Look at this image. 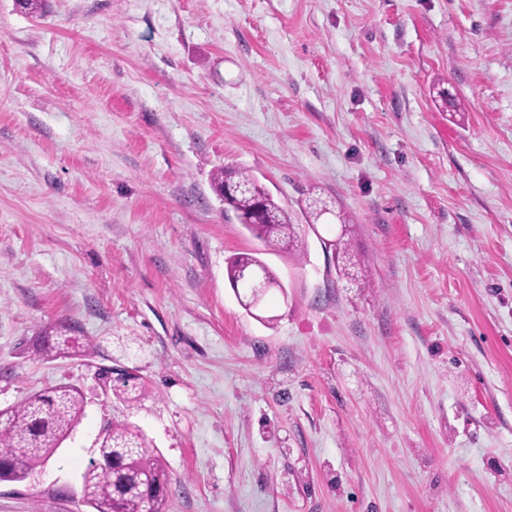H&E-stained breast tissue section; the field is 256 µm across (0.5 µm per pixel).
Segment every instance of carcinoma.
Masks as SVG:
<instances>
[{"instance_id": "1", "label": "carcinoma", "mask_w": 512, "mask_h": 512, "mask_svg": "<svg viewBox=\"0 0 512 512\" xmlns=\"http://www.w3.org/2000/svg\"><path fill=\"white\" fill-rule=\"evenodd\" d=\"M212 187L224 202V212L236 219L270 248L284 247L296 253L305 250V237L298 232L288 210L275 201L258 178L242 170L224 169L212 178ZM332 250L338 277L357 280L351 269L359 260L343 238L324 243ZM249 263L258 268L266 264L257 257L236 256L227 262V276L239 289L238 267ZM91 347L70 335V329H55L37 347L43 358L72 354L86 356ZM118 397L129 395L128 370L114 368ZM84 397L71 386H55L29 395L21 403L0 410V481L22 482L37 471L60 448L79 423ZM169 476L159 454L150 448L146 437L129 422H112L105 429L97 448L81 475L80 499L90 512H164Z\"/></svg>"}]
</instances>
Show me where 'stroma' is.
Returning a JSON list of instances; mask_svg holds the SVG:
<instances>
[{"instance_id":"35a3bbf8","label":"stroma","mask_w":512,"mask_h":512,"mask_svg":"<svg viewBox=\"0 0 512 512\" xmlns=\"http://www.w3.org/2000/svg\"><path fill=\"white\" fill-rule=\"evenodd\" d=\"M221 168L303 227L327 202L303 258ZM242 253L284 285L267 323ZM58 325L91 355L38 357ZM56 385L83 416L0 512H88L120 420L166 512H512V0H0V409ZM236 183L240 190L230 194L228 185ZM212 187L224 202V212H233L239 224L270 248H286L301 254L305 250V237L299 224H294L288 210L275 201L271 193L258 178L242 170L224 169L217 171L212 178ZM260 205L262 213L254 214ZM343 235H341L338 239L328 240L327 242L324 240L323 244L325 246L326 251L332 250L334 254V258L336 260V273L338 277L359 281L357 279V275L351 273V269L358 266L359 260L356 259V256L350 251L347 243L343 242ZM242 263H250L251 265L258 267V268H262V269H266L267 265L259 258L253 257V256H236V257L230 258L227 262V276H228V280H229L230 284H233V286H234L233 289L234 290L236 289L238 293H239V291H238L239 286H241L242 288H244L246 290H249V288L243 287V285L239 281V279L249 281L252 284L251 291L253 292L254 297L246 298V299H249L250 301L255 303V302H257V300L259 298L258 294H262L265 292V290H266L265 288H267V283L265 281L259 279L255 270L250 266H244V267L240 268L239 279H238V275H237L238 267Z\"/></svg>"}]
</instances>
